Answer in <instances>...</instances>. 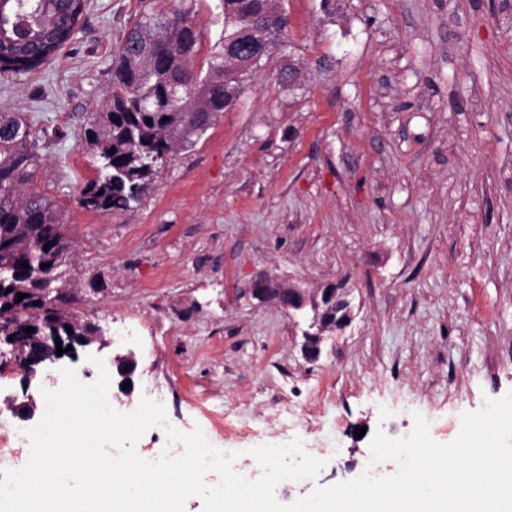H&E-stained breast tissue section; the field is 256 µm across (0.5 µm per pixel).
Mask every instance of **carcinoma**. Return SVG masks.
<instances>
[{
    "label": "carcinoma",
    "mask_w": 512,
    "mask_h": 512,
    "mask_svg": "<svg viewBox=\"0 0 512 512\" xmlns=\"http://www.w3.org/2000/svg\"><path fill=\"white\" fill-rule=\"evenodd\" d=\"M221 3L224 31L204 73L192 68L198 35L185 15L146 14L125 33L112 55L110 97L83 128L97 169L79 192L80 207L123 211L138 204L170 154L196 144L280 42L287 26L280 0ZM84 7L85 0H0V73L45 63L72 39ZM34 147L30 125L1 112L0 336L12 337L21 352L47 335H100L68 308L85 284L68 276L70 245L59 210L31 188ZM45 288L49 306L15 315L17 294L32 302Z\"/></svg>",
    "instance_id": "cac0c4a2"
}]
</instances>
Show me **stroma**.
<instances>
[{
    "label": "stroma",
    "mask_w": 512,
    "mask_h": 512,
    "mask_svg": "<svg viewBox=\"0 0 512 512\" xmlns=\"http://www.w3.org/2000/svg\"><path fill=\"white\" fill-rule=\"evenodd\" d=\"M283 5L284 47L131 210L77 203L95 176L82 128L108 98L112 53L143 12L182 11L199 38L194 66L206 68L220 0H87L49 62L0 75V112L32 127V187L63 215L70 277L108 283L71 304L105 347L58 368L82 378L103 361L120 412L155 383L171 425L201 427L246 470L258 467L253 447L315 446L335 427L317 479L278 484L289 504L357 478L376 428L411 433L418 412L448 443L464 412L512 390V0ZM262 272L351 288L353 321L318 360L303 357L284 311L237 300ZM129 352L125 390L112 360ZM44 380L0 373L7 423L41 409Z\"/></svg>",
    "instance_id": "1"
}]
</instances>
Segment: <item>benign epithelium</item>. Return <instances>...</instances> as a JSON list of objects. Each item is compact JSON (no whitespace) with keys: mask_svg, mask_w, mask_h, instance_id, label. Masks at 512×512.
<instances>
[{"mask_svg":"<svg viewBox=\"0 0 512 512\" xmlns=\"http://www.w3.org/2000/svg\"><path fill=\"white\" fill-rule=\"evenodd\" d=\"M240 297L255 300L259 304H274L285 310L295 325H303V349L311 360L320 354L324 340L323 322L331 321L333 325L330 329L341 331L352 320L349 292L342 281L328 282L307 292L263 274L240 289ZM59 360L60 357L55 354L44 356L35 352H26L21 357L14 352L10 359L5 360L0 353V370L10 364H21L29 373L34 374L38 369L47 368Z\"/></svg>","mask_w":512,"mask_h":512,"instance_id":"7a95c632","label":"benign epithelium"}]
</instances>
